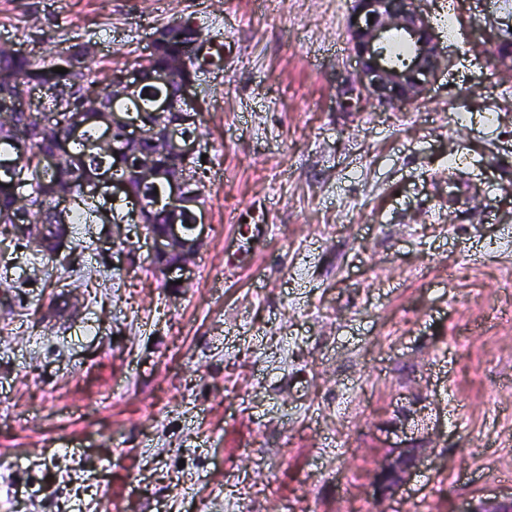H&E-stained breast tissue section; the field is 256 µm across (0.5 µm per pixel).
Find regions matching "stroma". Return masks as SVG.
<instances>
[{"instance_id":"obj_1","label":"stroma","mask_w":512,"mask_h":512,"mask_svg":"<svg viewBox=\"0 0 512 512\" xmlns=\"http://www.w3.org/2000/svg\"><path fill=\"white\" fill-rule=\"evenodd\" d=\"M353 0H0V43L93 44L98 78L193 18L204 247L184 287L146 230L83 224L47 269L0 241V512H376L397 401L437 420L388 512L512 494V71L490 16L421 0L424 98L344 95Z\"/></svg>"}]
</instances>
